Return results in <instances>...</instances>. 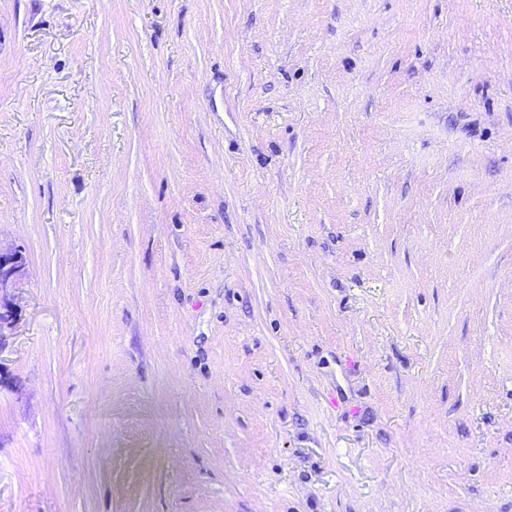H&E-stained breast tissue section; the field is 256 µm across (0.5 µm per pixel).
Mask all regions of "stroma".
Returning <instances> with one entry per match:
<instances>
[{
	"instance_id": "1",
	"label": "stroma",
	"mask_w": 512,
	"mask_h": 512,
	"mask_svg": "<svg viewBox=\"0 0 512 512\" xmlns=\"http://www.w3.org/2000/svg\"><path fill=\"white\" fill-rule=\"evenodd\" d=\"M0 512H512V0H0ZM24 269V259L19 251H2L0 248V293L9 288L12 281Z\"/></svg>"
}]
</instances>
